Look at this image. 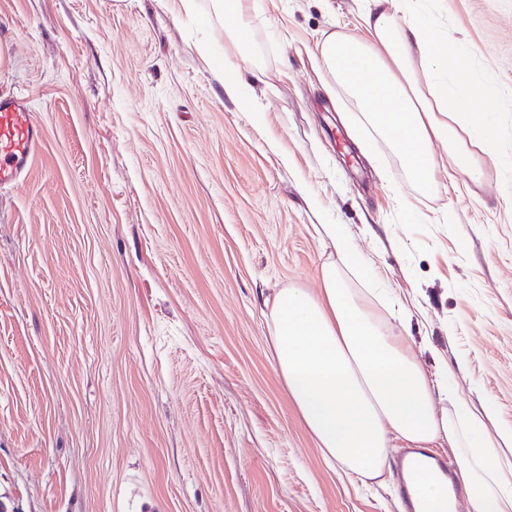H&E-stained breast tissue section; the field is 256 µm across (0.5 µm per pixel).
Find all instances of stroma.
I'll return each instance as SVG.
<instances>
[{"label": "stroma", "instance_id": "obj_1", "mask_svg": "<svg viewBox=\"0 0 512 512\" xmlns=\"http://www.w3.org/2000/svg\"><path fill=\"white\" fill-rule=\"evenodd\" d=\"M179 0H0V94L45 131L0 190L6 512H400L395 472L345 473L275 368L264 301L320 286L340 225L351 287L452 400L512 426V0H414L501 109L480 179L429 186L316 67L368 0H257L239 45ZM209 43L214 64L199 56ZM249 82L250 107L224 95ZM322 233L331 239L334 243L337 252L341 256V260L344 266L348 267L349 265L362 266L363 259L361 255L352 250L344 235L341 233L337 224H322Z\"/></svg>", "mask_w": 512, "mask_h": 512}]
</instances>
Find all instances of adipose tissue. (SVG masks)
Instances as JSON below:
<instances>
[{"label": "adipose tissue", "instance_id": "obj_1", "mask_svg": "<svg viewBox=\"0 0 512 512\" xmlns=\"http://www.w3.org/2000/svg\"><path fill=\"white\" fill-rule=\"evenodd\" d=\"M254 0H211L212 14L228 19L226 34L250 38ZM372 0L362 16L369 40L324 34L320 54L337 83L356 100L363 120L404 161L413 181L428 185L441 145L459 170L479 178L476 150H488L489 125L472 111L481 100L498 108L490 88L475 84L467 56L448 53L428 27L410 22V0ZM340 261L321 267V288H283L265 302L275 362L285 388L323 456L345 472L380 476L391 437L423 448L438 440L459 449L455 472L467 512H512V429L490 430L494 404L458 400L437 409L432 385L419 361L350 288L344 267L362 265L338 225L326 224Z\"/></svg>", "mask_w": 512, "mask_h": 512}]
</instances>
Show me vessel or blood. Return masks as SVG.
Returning a JSON list of instances; mask_svg holds the SVG:
<instances>
[{
  "label": "vessel or blood",
  "instance_id": "obj_1",
  "mask_svg": "<svg viewBox=\"0 0 512 512\" xmlns=\"http://www.w3.org/2000/svg\"><path fill=\"white\" fill-rule=\"evenodd\" d=\"M32 98L28 95H0V188L24 182L40 149L44 133L32 119ZM402 512H417L425 499L422 483L400 482Z\"/></svg>",
  "mask_w": 512,
  "mask_h": 512
}]
</instances>
